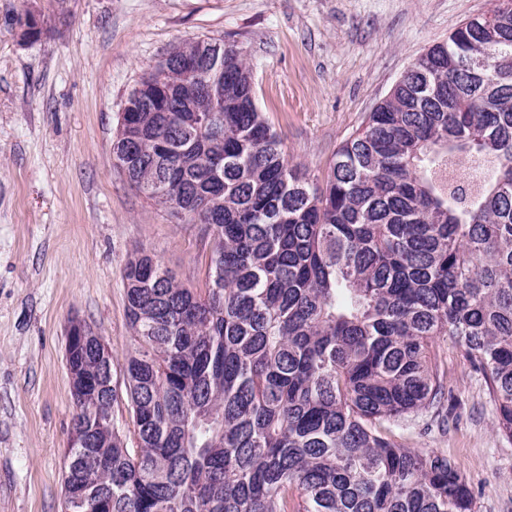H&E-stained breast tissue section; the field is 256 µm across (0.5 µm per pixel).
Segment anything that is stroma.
Wrapping results in <instances>:
<instances>
[{
    "instance_id": "obj_1",
    "label": "stroma",
    "mask_w": 512,
    "mask_h": 512,
    "mask_svg": "<svg viewBox=\"0 0 512 512\" xmlns=\"http://www.w3.org/2000/svg\"><path fill=\"white\" fill-rule=\"evenodd\" d=\"M495 0H0V512H63L74 412L65 344L79 319L122 383L134 349L123 269L136 249L205 285L209 234L112 164L121 102L174 45L220 39L253 64L256 103L288 160L321 181L338 145L431 45ZM39 14V40L18 20ZM448 413L393 425L447 455L473 512H512V438L483 372L444 338Z\"/></svg>"
}]
</instances>
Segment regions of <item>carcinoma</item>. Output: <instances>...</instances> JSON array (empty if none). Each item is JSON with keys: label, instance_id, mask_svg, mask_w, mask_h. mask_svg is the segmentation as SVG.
<instances>
[{"label": "carcinoma", "instance_id": "cac0c4a2", "mask_svg": "<svg viewBox=\"0 0 512 512\" xmlns=\"http://www.w3.org/2000/svg\"><path fill=\"white\" fill-rule=\"evenodd\" d=\"M221 59L218 97L183 96ZM234 43L185 40L127 94L113 165L211 232L206 288L152 254L123 272L125 394L66 345L80 503L64 512H472L448 456L391 426L448 400V336L512 438V0L430 47L337 149L288 162Z\"/></svg>", "mask_w": 512, "mask_h": 512}]
</instances>
